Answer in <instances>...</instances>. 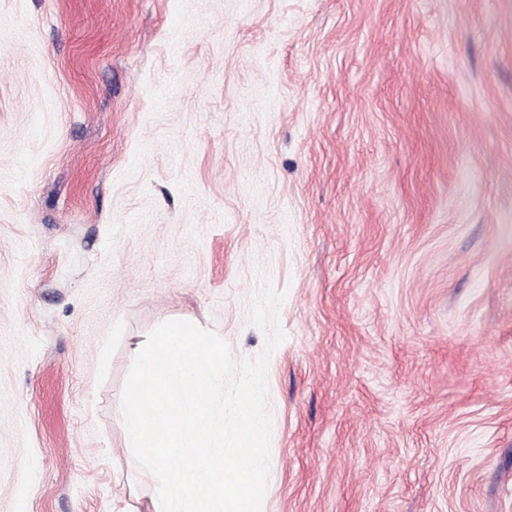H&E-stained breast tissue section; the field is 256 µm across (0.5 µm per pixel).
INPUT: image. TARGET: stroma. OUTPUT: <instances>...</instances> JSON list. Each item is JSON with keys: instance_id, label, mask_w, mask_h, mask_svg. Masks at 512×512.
Listing matches in <instances>:
<instances>
[{"instance_id": "obj_1", "label": "stroma", "mask_w": 512, "mask_h": 512, "mask_svg": "<svg viewBox=\"0 0 512 512\" xmlns=\"http://www.w3.org/2000/svg\"><path fill=\"white\" fill-rule=\"evenodd\" d=\"M260 268L262 512H512V0H0V512H146L135 345Z\"/></svg>"}]
</instances>
